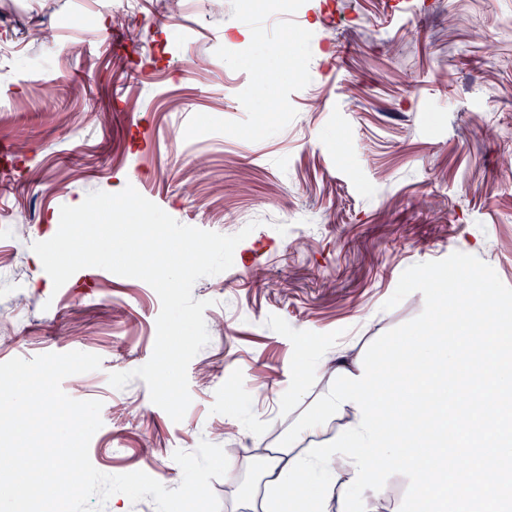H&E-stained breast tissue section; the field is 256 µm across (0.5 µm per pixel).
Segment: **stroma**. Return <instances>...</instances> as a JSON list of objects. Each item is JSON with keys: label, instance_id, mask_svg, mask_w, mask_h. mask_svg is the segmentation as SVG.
I'll return each instance as SVG.
<instances>
[{"label": "stroma", "instance_id": "1", "mask_svg": "<svg viewBox=\"0 0 512 512\" xmlns=\"http://www.w3.org/2000/svg\"><path fill=\"white\" fill-rule=\"evenodd\" d=\"M140 2L0 0V39L22 46L0 61V143L16 151L0 225L26 224L0 243V363L99 355L61 383L102 403L93 466L173 489L174 452L204 439L239 467L211 482L221 512H251L258 448L287 447L330 362L432 329L418 271L463 257L512 292V33L491 22L512 0H301L282 17L262 0ZM128 185L188 226L256 225L229 270L193 287L210 341L178 423L142 379L108 381L150 359L154 289L84 268L57 290L32 250L62 206Z\"/></svg>", "mask_w": 512, "mask_h": 512}]
</instances>
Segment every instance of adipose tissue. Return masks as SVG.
Masks as SVG:
<instances>
[{"label":"adipose tissue","instance_id":"ef3b65f1","mask_svg":"<svg viewBox=\"0 0 512 512\" xmlns=\"http://www.w3.org/2000/svg\"><path fill=\"white\" fill-rule=\"evenodd\" d=\"M457 275L467 288L435 269L420 273L436 285L433 301L450 312L431 335L395 339L385 355L352 366L337 360L335 382L305 427L320 432L331 414L347 423L307 454L279 448L265 459L260 476L277 493L274 512H302L303 499L284 489L304 471L318 477L320 498L336 499L339 512H380L382 469L399 467L436 485L451 474L449 458L460 455L471 460L469 485L434 494L425 512H485L491 496L500 512H512V490L487 480L512 462V295L490 287L480 268ZM377 457L384 468L374 467ZM349 482L361 487L359 499L349 496Z\"/></svg>","mask_w":512,"mask_h":512}]
</instances>
